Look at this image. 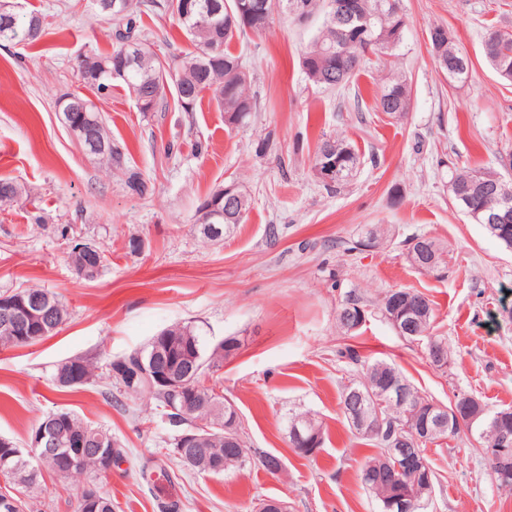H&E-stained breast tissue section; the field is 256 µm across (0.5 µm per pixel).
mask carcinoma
I'll return each instance as SVG.
<instances>
[{
    "instance_id": "1",
    "label": "carcinoma",
    "mask_w": 512,
    "mask_h": 512,
    "mask_svg": "<svg viewBox=\"0 0 512 512\" xmlns=\"http://www.w3.org/2000/svg\"><path fill=\"white\" fill-rule=\"evenodd\" d=\"M249 2L254 15L251 22H245L238 12V4ZM180 0H97L100 14L110 18L114 25L112 51L106 54L88 56L86 67L79 68L84 83L101 97L112 91V82H122L133 95L135 102L149 101L146 112L166 111L169 103L166 89L173 88L177 110L192 112L202 94L210 91L224 112L225 121L238 124L258 110V103L251 94V85L244 71L240 56L229 50L235 37L249 31L262 34L275 18L298 20L291 11L295 3H302L303 16L310 18L317 13L324 14V22L313 40L301 55V66L308 80L324 88H342L350 85L362 67L371 58L366 50L374 55L386 54L395 50L404 39L407 15L402 0H349L354 7L367 15V27H362L357 19L339 23L332 17V4L338 0H218L222 10L214 15L208 8L212 0H198L199 11L191 17L183 16L179 9ZM151 12L157 16H168L175 20L192 42L194 50L185 55H173L161 60L152 50L151 43L141 34L142 14ZM432 31L439 38L430 40L433 53L442 71L452 79L462 80L469 75V59L456 45L451 34L442 26ZM45 35L44 17L35 12L20 9L13 26H0V42H25L33 44ZM484 50L495 71L504 79L512 81V33L496 29L487 31L484 37ZM80 100L89 104L94 123L101 138L106 143V151L99 158L109 168H126L128 148L112 139L104 117L95 102L82 96ZM410 106V88L405 76L397 71L391 72L375 97V111L398 120L405 117ZM334 160L339 163L336 181L326 187H339L354 176L359 157L353 146L344 139L328 137L321 140L314 155V164ZM495 174L481 169L462 167L456 170L449 181L463 193V197L453 198L456 206L467 214H478L484 218L499 207V197L494 193ZM22 194V187L9 179H0V204H10ZM406 256L425 250L435 258L434 266H421V270L433 274L448 265V251L433 238L415 235L405 241ZM76 274L84 280L96 279L105 269V256L88 254L70 255ZM413 294L423 303L425 314L415 321L414 329L403 334L407 341L425 342L426 357L432 367L443 370L448 368V340L434 333V309L430 299L415 288H399L385 294L379 303L381 313L392 311L393 301L402 295ZM22 295L40 296L45 307L56 320L63 324L70 315L68 307L58 294L45 288L29 287L21 291L0 295V309L3 303ZM337 325L344 336L352 337L365 321V310L353 299L347 300L336 315ZM174 334L173 340L181 343L165 352L166 363L177 372L187 370L184 353H190L197 364L189 375L188 381L206 396L214 390L210 385L212 375L217 372L236 349V340L224 339V343L209 344L200 330L192 325H175L169 328ZM164 336L157 335L142 349L123 356L131 365L144 371L157 362L158 349L163 345ZM342 357L348 360L357 375L344 385L339 405L350 427L367 444L377 448V452L367 457L361 471V481L379 502L381 512H404L401 503H414L411 512H425L423 504L432 499L436 475L431 463H426L429 471V491L422 492L421 476L416 470L405 466H396L397 460L391 455L399 439L406 438L416 443V447L426 455L427 445L434 444L448 434L435 429L429 435L422 430L431 425V409L437 402L422 394L415 385H410L412 404L404 407L392 402L387 393L390 380L406 378V375L394 364L374 360L367 361L353 349L347 347ZM95 366L86 358L70 359L56 370L53 382L60 388H75L88 383L94 376ZM81 380L73 381V373ZM111 387L115 393L111 397L134 396L146 393L155 401V409L162 420L176 430V434L165 440L166 455L173 457L179 465L189 468L178 453L177 433L192 423V417L183 410V397L156 385L153 379L138 375L132 381L114 376ZM218 403L212 406V422L232 421L236 412L224 410L226 398L215 396ZM65 422L61 424L65 433V443L60 454H48L41 448H32L20 457L9 455L0 449V479L5 486L0 487V498L8 496L19 504L18 512H26L25 499L12 492L13 487L32 488L40 484L42 471L52 473L62 479H71L76 475L95 478L99 475L96 459L87 454L79 457L75 454L71 441L86 435L91 438L103 436L114 444L113 454L120 459L123 456L121 445L112 433L100 426H92L79 419L71 410H64ZM299 430L304 437L297 455L311 457L322 447L323 426L308 411H299L288 417L289 443H294L293 431ZM480 439L483 451L497 448L501 434L512 436V422L497 428L489 423L477 421L470 428ZM235 439L233 447L224 445V430L213 429L212 450L214 455L224 458L220 472L240 470L251 463L252 454L241 436L240 429L232 431ZM76 512H112V498L105 492L99 496L90 511L86 510L83 498H78Z\"/></svg>"
}]
</instances>
